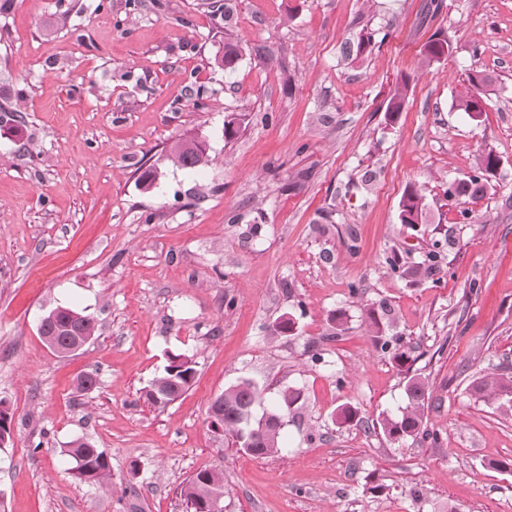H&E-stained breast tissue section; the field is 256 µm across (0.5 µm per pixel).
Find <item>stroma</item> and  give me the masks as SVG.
<instances>
[{"mask_svg":"<svg viewBox=\"0 0 512 512\" xmlns=\"http://www.w3.org/2000/svg\"><path fill=\"white\" fill-rule=\"evenodd\" d=\"M430 3L0 0V107L20 116L0 122V512H187L180 487L205 468L224 472V512H512V402L470 392L512 375V0ZM434 36L452 51L428 63ZM478 71L492 82L473 118L455 100ZM185 135L207 144L200 170L168 158ZM489 152L484 195L446 198ZM409 189L415 226L399 220ZM58 306L97 320L67 356L38 333ZM370 308L415 347L439 442L371 430L407 379ZM173 354L193 385L151 405ZM243 378L303 395L276 455L210 427ZM346 404L363 425L339 424ZM81 437L111 489L71 473ZM422 197L416 191L410 190L405 193L400 202L399 219L403 224H421L423 216Z\"/></svg>","mask_w":512,"mask_h":512,"instance_id":"stroma-1","label":"stroma"}]
</instances>
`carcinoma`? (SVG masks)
Segmentation results:
<instances>
[{"label":"carcinoma","instance_id":"carcinoma-1","mask_svg":"<svg viewBox=\"0 0 512 512\" xmlns=\"http://www.w3.org/2000/svg\"><path fill=\"white\" fill-rule=\"evenodd\" d=\"M240 58L238 45L227 42L224 44V55L220 64L224 71L232 72ZM490 82V77L477 72L469 76V87L461 92L456 99V107L472 112L474 96L484 95L483 88ZM172 162L187 170L198 169L209 163L207 149L195 141V138H182L175 142L170 150ZM498 166L495 155L488 153L481 157L474 174L466 179L448 183L444 194L448 198L468 197L476 200L481 197L484 187V176L492 173ZM422 197L413 190L405 193L400 202L399 219L403 224L421 223L423 216ZM96 322L86 311L59 307L51 310L43 317L41 338L46 346L59 355L71 352L75 343L82 345L94 336ZM376 346L384 353L392 355L395 363L409 374L406 385L408 404L401 416L384 415L378 425L382 434L390 441L402 442L429 439L438 442L437 433L429 431L425 426V405L427 399L426 383L411 374L412 365L416 361L411 351L402 345V337L382 335L376 336ZM196 370L192 359L183 354L171 355L163 372L156 376L145 391L146 399L153 405L165 407L187 392L194 381ZM472 395L484 402L512 400V376L486 375L479 377L470 384ZM223 400L219 408L222 415L223 433L232 438L235 444L244 447V452L267 457L280 452L283 445V428L263 425L260 417L252 418L245 423V412L252 403L264 404L282 415L289 412L302 400V394L296 389L287 388L280 391L277 397L269 401L264 389L250 379H242L227 387L222 392ZM66 455L72 462L71 471L74 476L84 482L108 487L111 485V468L103 451L88 441L77 438L69 443ZM224 493V472L217 469H203L195 473L181 488L180 494L186 500L190 512H210L211 497Z\"/></svg>","mask_w":512,"mask_h":512}]
</instances>
